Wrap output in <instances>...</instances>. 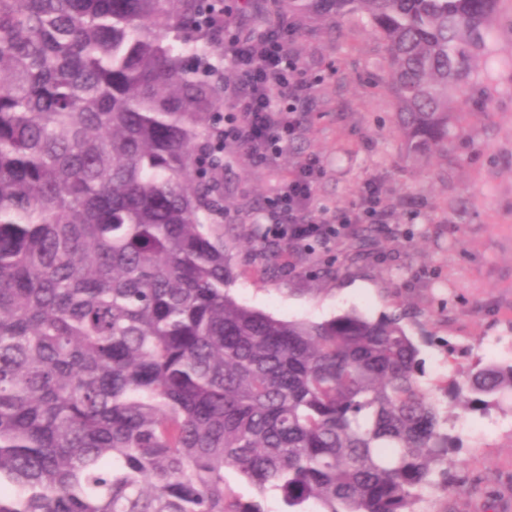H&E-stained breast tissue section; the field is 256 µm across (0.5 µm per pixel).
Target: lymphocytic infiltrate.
<instances>
[{
    "label": "lymphocytic infiltrate",
    "instance_id": "1",
    "mask_svg": "<svg viewBox=\"0 0 512 512\" xmlns=\"http://www.w3.org/2000/svg\"><path fill=\"white\" fill-rule=\"evenodd\" d=\"M288 30V25L280 22L255 39L239 30L229 34L227 49L243 80L227 93L244 117L225 119L215 139L220 144H248L259 163L280 155L295 131L294 114L303 101L304 85L286 37ZM314 185L313 170L305 166L278 188L265 206L266 236L326 240L346 235L352 224L385 223L386 213L373 184H365L357 207L341 211L332 222L312 212Z\"/></svg>",
    "mask_w": 512,
    "mask_h": 512
}]
</instances>
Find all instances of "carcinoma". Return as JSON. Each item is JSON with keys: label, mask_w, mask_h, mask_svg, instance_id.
I'll return each mask as SVG.
<instances>
[{"label": "carcinoma", "mask_w": 512, "mask_h": 512, "mask_svg": "<svg viewBox=\"0 0 512 512\" xmlns=\"http://www.w3.org/2000/svg\"><path fill=\"white\" fill-rule=\"evenodd\" d=\"M501 0H289L365 18L408 155L448 157L494 89ZM204 0H0V512H415L512 359L425 386L401 317L283 320L227 292L204 170ZM372 228L348 232L372 257ZM299 262L310 241L266 242Z\"/></svg>", "instance_id": "cac0c4a2"}]
</instances>
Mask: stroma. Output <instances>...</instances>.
Segmentation results:
<instances>
[{"instance_id":"stroma-1","label":"stroma","mask_w":512,"mask_h":512,"mask_svg":"<svg viewBox=\"0 0 512 512\" xmlns=\"http://www.w3.org/2000/svg\"><path fill=\"white\" fill-rule=\"evenodd\" d=\"M221 2L233 24L256 33L279 15L295 23L291 46L306 88L295 135L276 162L256 163L246 144L230 142L211 173L223 205L212 220L224 227L235 273L231 295L284 320L406 308L433 379L452 361L511 356L512 28L494 34L497 89L486 112L469 118L449 157L415 159L397 132L385 44L369 27L296 14L288 0H277L274 13L266 0ZM312 158L322 168L314 195L322 217L356 207L364 182L378 185L388 217L372 259H348L342 238L317 246L319 275L285 253L257 255L249 237L260 208ZM459 433L464 448L447 489L424 493L417 512H512V416H474Z\"/></svg>"}]
</instances>
